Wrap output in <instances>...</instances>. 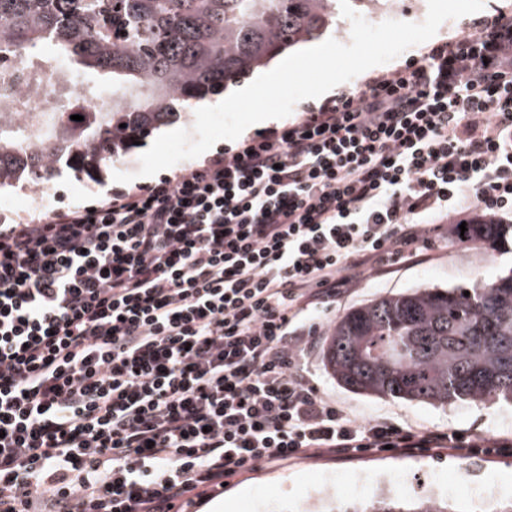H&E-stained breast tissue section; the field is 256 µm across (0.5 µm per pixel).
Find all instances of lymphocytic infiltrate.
Instances as JSON below:
<instances>
[{"instance_id":"f902f5d3","label":"lymphocytic infiltrate","mask_w":512,"mask_h":512,"mask_svg":"<svg viewBox=\"0 0 512 512\" xmlns=\"http://www.w3.org/2000/svg\"><path fill=\"white\" fill-rule=\"evenodd\" d=\"M512 219V10L174 179L0 224V512H177L273 462L512 456L361 420L306 362L311 307Z\"/></svg>"}]
</instances>
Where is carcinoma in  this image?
<instances>
[{
    "instance_id": "1",
    "label": "carcinoma",
    "mask_w": 512,
    "mask_h": 512,
    "mask_svg": "<svg viewBox=\"0 0 512 512\" xmlns=\"http://www.w3.org/2000/svg\"><path fill=\"white\" fill-rule=\"evenodd\" d=\"M386 14L396 0H350ZM339 0H0V59L51 45L85 69L112 71L113 111L67 99L38 128L0 112V189L64 169L94 176L178 114L336 25ZM82 115L84 120L70 119ZM126 127H121V124ZM473 242L511 224L466 225ZM469 295H464V292ZM322 359L353 393L448 405L512 403V273L469 289L419 288L352 308ZM346 512H461L443 499L373 497Z\"/></svg>"
}]
</instances>
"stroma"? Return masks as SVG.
<instances>
[{
    "mask_svg": "<svg viewBox=\"0 0 512 512\" xmlns=\"http://www.w3.org/2000/svg\"><path fill=\"white\" fill-rule=\"evenodd\" d=\"M140 149L110 161L97 179L74 176L66 170L45 185L43 201L25 208V189L0 191V224L31 223L50 210L71 204L98 205L112 192H132L151 185L138 176ZM134 173V180L119 184L113 172ZM432 245L407 261L389 263L383 272L364 274L336 300L331 310L320 313L309 354L311 368L321 390L363 418L389 417L420 429H449L475 437H512V404L461 402L431 406L400 399L368 397L349 392L334 381L322 362L325 329L360 304L415 288L470 287L490 282L512 271V242L476 243L449 236L447 228L430 235ZM512 475V457L471 458L451 451H432L414 456L377 455L355 459L329 456L271 464L259 471L233 477L224 488L228 499H240L239 512H337L339 507L370 499L380 480L395 484L399 500L437 494L464 512H492L506 497L500 475Z\"/></svg>",
    "mask_w": 512,
    "mask_h": 512,
    "instance_id": "obj_1",
    "label": "stroma"
}]
</instances>
